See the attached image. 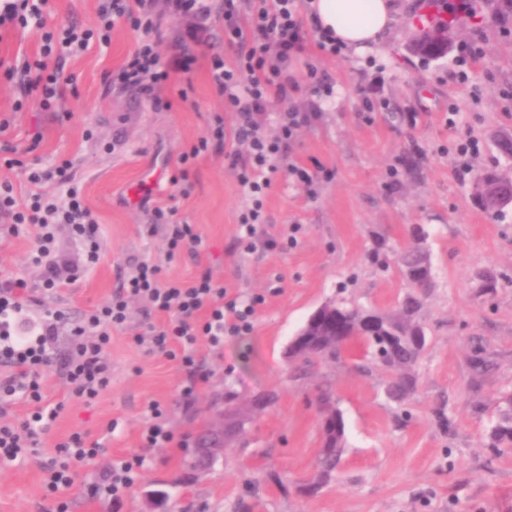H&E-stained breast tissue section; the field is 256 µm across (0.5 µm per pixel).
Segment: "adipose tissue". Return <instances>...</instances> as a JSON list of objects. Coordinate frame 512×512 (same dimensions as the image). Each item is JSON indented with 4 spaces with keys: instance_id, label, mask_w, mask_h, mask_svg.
<instances>
[{
    "instance_id": "1",
    "label": "adipose tissue",
    "mask_w": 512,
    "mask_h": 512,
    "mask_svg": "<svg viewBox=\"0 0 512 512\" xmlns=\"http://www.w3.org/2000/svg\"><path fill=\"white\" fill-rule=\"evenodd\" d=\"M310 16L358 52L378 44L397 23L395 0H309Z\"/></svg>"
}]
</instances>
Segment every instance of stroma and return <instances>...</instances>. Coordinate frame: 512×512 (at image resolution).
Here are the masks:
<instances>
[{
	"label": "stroma",
	"mask_w": 512,
	"mask_h": 512,
	"mask_svg": "<svg viewBox=\"0 0 512 512\" xmlns=\"http://www.w3.org/2000/svg\"><path fill=\"white\" fill-rule=\"evenodd\" d=\"M105 2L49 0L44 29L88 28ZM402 2L398 23L378 45L342 58L318 49L313 21L300 12L310 43L288 66L299 88L289 105L269 107L262 129L275 134L287 107L307 109L306 73L315 66L331 93L319 98L320 113L301 127L288 160L328 178L311 191L285 170L271 174L263 235L279 240L291 232L295 242L249 252L238 243L247 196L225 160L239 143L229 135L221 151L179 163L208 135L215 115H223L229 131L236 124L210 76L213 59L234 58L224 45V0H209L210 14L202 20L170 12L168 0H148L162 18V57L170 58L177 45L198 55L191 72L171 71L161 87L171 106L161 111L115 78L142 40L130 22L116 20L109 43L50 60L73 81L48 111L22 92L21 64L39 54L42 29L0 34V58L13 67L9 74L0 68V119H9L4 138L21 161L13 168L0 164V183H12L24 199L31 190L26 164L71 162L100 224L101 262L50 301L67 319L54 344L57 357L73 345L69 320L109 301L141 260L159 266L165 281L189 283L207 268L231 293L262 298L251 334L225 337L218 348L199 344L204 379L189 404L181 397L185 371L134 344L152 318L143 301H132L129 324L112 333V384L94 405L66 400L62 369L49 374L48 394L66 407L40 455L0 466V512H47L41 460L76 430L103 449L67 490L70 512H145L146 496L157 488L170 492L169 512H237L241 504L246 512H512V450L489 448L487 435L499 396L512 388V284L488 295L479 280L487 270L512 277V206L492 216L477 193L484 172L512 174V160L496 146L499 135L512 133V33L493 21L501 0H476V14L451 19L448 50L432 59L412 49L428 25L429 0ZM470 42L481 52L465 82L454 59ZM376 81L381 88L368 112L359 90ZM466 133L481 145L463 168L455 142ZM143 181L152 186L150 198L131 197L130 188ZM156 206L174 209L176 220L195 226L202 237L197 255L168 259L164 228L143 234ZM416 224L428 233L435 273L420 311L427 348L415 368L416 393L397 406L385 395L384 369L375 365L358 374L349 356L307 374L289 367L290 338L323 303L344 297L397 309L408 286L394 251L408 243ZM33 245L29 233L0 240V281L37 283L29 260ZM375 255L390 261L388 271L372 263ZM477 343L488 364L481 372L471 363ZM324 384L332 386L344 415L346 448L336 479L303 497L294 486L314 471L321 438L313 398ZM269 390L272 403L254 414L209 474L192 478L191 443L217 419L225 392L245 403ZM152 401L166 409L174 446L144 452L141 475L121 499L89 493L112 460L141 450Z\"/></svg>",
	"instance_id": "stroma-1"
}]
</instances>
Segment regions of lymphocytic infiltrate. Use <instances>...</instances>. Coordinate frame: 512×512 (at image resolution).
<instances>
[{
  "label": "lymphocytic infiltrate",
  "mask_w": 512,
  "mask_h": 512,
  "mask_svg": "<svg viewBox=\"0 0 512 512\" xmlns=\"http://www.w3.org/2000/svg\"><path fill=\"white\" fill-rule=\"evenodd\" d=\"M112 14L130 19L142 29L147 39L126 59L116 74L123 84L135 87L151 102L153 108L167 107L160 88L169 78L158 45L159 18L145 0H112ZM246 24H239V17ZM93 30L75 32L66 28L59 33L44 32L40 55L23 63L30 73L29 87L40 94L44 108H52L62 93L66 79L62 71L49 68L51 57H65L86 50ZM224 40L235 51L232 63L222 59L212 62V81L224 99L226 111L237 117L232 132H225L223 118H216L210 137L201 138L192 153L182 154L180 163H188L192 154L207 151L209 146H222L226 135H233L244 145V154H229V166L237 181L250 197L249 207L238 219L239 242L252 249L258 238V227L264 222V199L270 186L269 172L277 170L286 158L299 129L312 115L295 109L282 113L275 135L261 133L257 115L266 112L272 102H284L295 83L288 75V64L300 57L307 45V32L297 14V0H224ZM31 185L57 180L68 187L65 198L46 199L43 193L31 194L29 203L18 202L13 186L0 183V218H7L8 235H18L20 228L34 232L36 246L32 263L40 268L37 289H29L21 279L0 283V362L9 367L0 377V465L20 462L38 454L44 435L63 411V403H50L46 395V377L54 364H61L71 399L92 404L112 383V365L108 350L113 330L123 328L131 318L132 300H144L150 312L165 316L160 325H149L146 334L135 336L136 345L149 353L177 362L189 374L182 390L184 400H192L199 381L195 349L199 342L212 346L224 343L225 336H244L253 330L255 305L239 296L229 295L216 284L210 270H203L192 283L161 281L158 266L137 262L121 289L104 304L84 312L70 327L76 350L64 359H56L52 345L63 318L61 312L50 311L40 323L23 330L24 311L32 304L43 305L60 286V269L55 251L54 223L70 225L74 236L85 245V267H93L101 259L99 224L93 212L84 206L72 182L74 176L66 166L53 170H31ZM156 223L166 228L165 247L168 258L181 252L197 254L201 236L193 225L174 221V211L158 207ZM24 401L31 411L20 422L6 421L15 401ZM100 444L88 443L85 433L75 431L56 446L55 457L44 462L43 490L50 499L49 512H69L64 497L81 467L96 458Z\"/></svg>",
  "instance_id": "f902f5d3"
}]
</instances>
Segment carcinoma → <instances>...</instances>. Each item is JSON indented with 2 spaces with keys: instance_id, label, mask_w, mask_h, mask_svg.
I'll use <instances>...</instances> for the list:
<instances>
[{
  "instance_id": "obj_1",
  "label": "carcinoma",
  "mask_w": 512,
  "mask_h": 512,
  "mask_svg": "<svg viewBox=\"0 0 512 512\" xmlns=\"http://www.w3.org/2000/svg\"><path fill=\"white\" fill-rule=\"evenodd\" d=\"M427 259L429 255L419 247L402 249L401 272L410 287H417L419 291L407 294L395 312L367 308L346 300L332 305L319 321L306 327L307 341L293 363L308 369L350 355L357 345L366 346L367 354L378 348L383 355L379 365L389 374L385 388L387 398L396 403L409 398L416 388L413 369L427 345L426 330L418 320L427 291L434 287L424 269ZM490 438L494 448H512V391L500 397ZM345 441L346 429L342 427L333 443L321 444L316 471L326 484L336 475Z\"/></svg>"
}]
</instances>
